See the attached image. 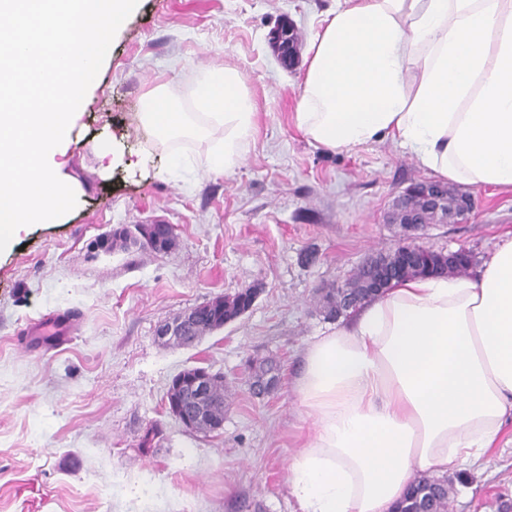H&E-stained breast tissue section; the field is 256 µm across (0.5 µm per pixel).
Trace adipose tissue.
<instances>
[{
  "label": "adipose tissue",
  "mask_w": 512,
  "mask_h": 512,
  "mask_svg": "<svg viewBox=\"0 0 512 512\" xmlns=\"http://www.w3.org/2000/svg\"><path fill=\"white\" fill-rule=\"evenodd\" d=\"M306 50L299 129L337 151L390 138L441 181L512 191V0H334ZM160 137L223 128L232 171L255 107L238 69L195 112L148 93ZM317 421L288 478L300 512H392L419 471L495 447L512 415V237L472 277L411 278L314 337L296 381Z\"/></svg>",
  "instance_id": "1"
}]
</instances>
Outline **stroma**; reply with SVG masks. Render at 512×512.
<instances>
[{
	"mask_svg": "<svg viewBox=\"0 0 512 512\" xmlns=\"http://www.w3.org/2000/svg\"><path fill=\"white\" fill-rule=\"evenodd\" d=\"M332 4L140 0L118 29L68 155L79 206L60 223L24 227L0 252V512H299L288 469L314 423L294 385L303 349L332 326L319 293L395 249L394 198L433 177L394 141L334 152L298 129L305 67L284 68L271 33L285 18L308 43ZM227 65L242 72L256 117L233 172L209 174L223 129L163 143L142 114L156 87L194 111L198 81ZM101 140L121 158L107 174ZM172 152L188 162L178 177L166 170ZM473 195L465 220L427 225L417 243L466 248L481 267L512 234V193ZM154 219L175 228L170 253L97 246L116 226ZM247 288L260 291L252 309L196 345L158 341L161 323ZM54 320L70 323V340L41 336ZM268 355L281 380L258 398L248 361ZM192 366L227 384L219 431H184L164 408L171 378ZM153 423L163 434L142 447ZM448 479L450 512L512 505V420L495 448Z\"/></svg>",
	"mask_w": 512,
	"mask_h": 512,
	"instance_id": "1",
	"label": "stroma"
}]
</instances>
